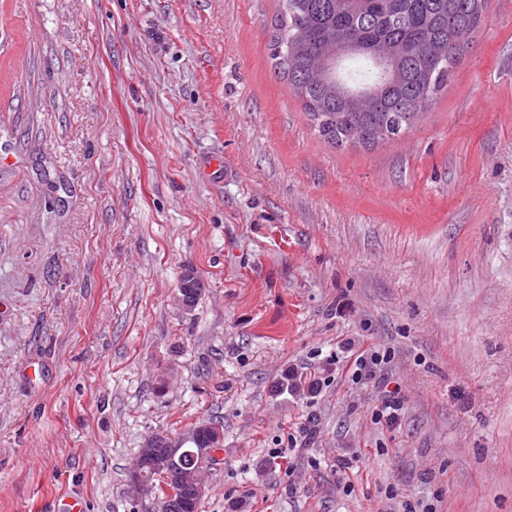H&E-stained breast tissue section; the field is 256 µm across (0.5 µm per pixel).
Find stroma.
Returning a JSON list of instances; mask_svg holds the SVG:
<instances>
[{
	"label": "stroma",
	"instance_id": "stroma-1",
	"mask_svg": "<svg viewBox=\"0 0 512 512\" xmlns=\"http://www.w3.org/2000/svg\"><path fill=\"white\" fill-rule=\"evenodd\" d=\"M279 8L0 0V512H136L145 436L202 419L201 512H512V0L371 150L276 76ZM350 358H353L351 363L352 377L357 382L368 376H373L375 369L381 371L390 362L387 353L381 352V349L374 344L365 348H358L350 355ZM402 411L403 405L398 398L386 397L381 401V405L378 406L375 417L378 423L392 428L401 422Z\"/></svg>",
	"mask_w": 512,
	"mask_h": 512
}]
</instances>
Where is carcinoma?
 <instances>
[{"label":"carcinoma","instance_id":"1","mask_svg":"<svg viewBox=\"0 0 512 512\" xmlns=\"http://www.w3.org/2000/svg\"><path fill=\"white\" fill-rule=\"evenodd\" d=\"M487 10L488 0H281L269 30L271 59L321 139L372 148L415 127L469 45L456 34L474 36ZM338 33L367 52L389 45V73L319 66L336 55ZM358 92L369 94L363 108L353 102ZM207 425L190 428L189 449L164 439L138 449L136 458L160 498L157 505L145 500V512H199L203 496L195 488L209 487L213 471L201 451L217 442L218 424Z\"/></svg>","mask_w":512,"mask_h":512}]
</instances>
